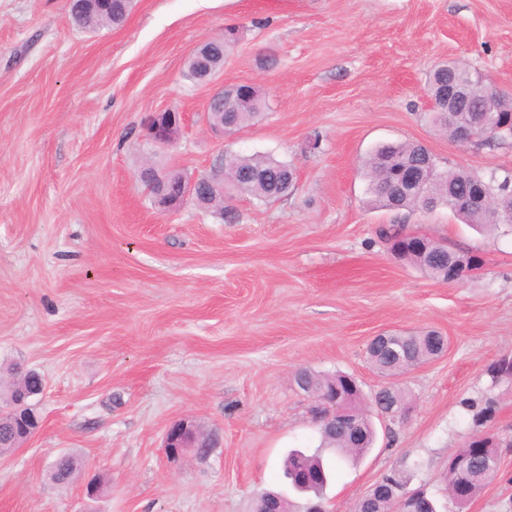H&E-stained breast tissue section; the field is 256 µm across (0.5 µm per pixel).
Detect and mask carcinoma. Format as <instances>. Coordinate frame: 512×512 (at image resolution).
I'll return each mask as SVG.
<instances>
[{
    "label": "carcinoma",
    "instance_id": "cac0c4a2",
    "mask_svg": "<svg viewBox=\"0 0 512 512\" xmlns=\"http://www.w3.org/2000/svg\"><path fill=\"white\" fill-rule=\"evenodd\" d=\"M100 5L97 0H73L72 15L76 24L87 30H97L103 26L119 25L126 18L131 8L130 0H104ZM239 30L232 27L224 36V42L208 47V53L192 54L186 63V78L194 81L201 66L205 65L218 71L224 64L226 54L238 40ZM462 78L472 85L470 98L462 103L461 111L455 113L454 121L460 127L471 125L473 115L485 110L490 114L491 125L497 126L504 114H512V100L489 89L482 82L467 72ZM265 100L259 95L240 96L224 106V122L232 123L241 128L264 115ZM475 142L486 144L490 141L505 143L512 140V126L498 132L472 129ZM429 151L418 143L397 142L376 148L366 162L369 191L375 205L390 209H406L410 211H426L424 202L400 190L396 181V173L405 166H416L427 159ZM292 173V167L286 161L277 160L269 155L234 154V164L224 169H216L212 175L217 181H224L241 192H244L260 203L270 198L277 199L288 196L293 189V182L286 174ZM183 177L179 170H168L161 173V183L142 180L150 193H155L160 184L168 186L178 184ZM477 186L483 188L490 199V204L482 211H476L469 221L489 231L501 227L512 229V175L499 179L492 175L485 178L473 170L463 174L457 168L437 169L435 178L428 186V199L453 210L454 201L471 194ZM403 259L417 267L429 277L448 280V247L436 239L421 237L419 244L409 247ZM435 331L419 334H400L396 337L393 348L395 353L386 351L369 352L368 364L381 376L392 380L388 386L374 396L376 408L385 411L395 405H406V393L394 379L407 373L413 367L434 359L438 356V348L434 339ZM301 378L316 391L336 389V394L348 399L350 408L356 411L357 434L338 429L332 430L329 425L318 423L321 441L312 453L292 450L284 460V474L293 488L300 492L319 494L335 473L333 460L325 457V452L336 456V461L357 460L371 448L375 439V429L369 415L359 407L361 394L355 380L347 374L336 372L322 374L309 369L301 370ZM40 384V374L31 371L8 386L4 400L5 406L0 411V443L21 442L23 438L14 420L9 417V409L16 396L22 390L34 389ZM467 448H482L484 453L475 455L470 468L463 474L448 469V495L454 497L457 484L467 485V498L472 500L497 476L500 464L498 443L489 438H470ZM78 469V460L72 455L59 457L52 466L51 480L56 484L71 481Z\"/></svg>",
    "mask_w": 512,
    "mask_h": 512
}]
</instances>
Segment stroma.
Returning a JSON list of instances; mask_svg holds the SVG:
<instances>
[{"label":"stroma","mask_w":512,"mask_h":512,"mask_svg":"<svg viewBox=\"0 0 512 512\" xmlns=\"http://www.w3.org/2000/svg\"><path fill=\"white\" fill-rule=\"evenodd\" d=\"M70 4L0 0V375L18 364L46 383L40 429L0 455V512H248L268 490L303 512L283 462L318 434L296 371L351 374L369 398L388 381L368 341L428 330L446 352L401 377L407 419L374 417L373 447L343 466L326 506L353 512L401 472L440 512H512V448L464 510L446 492L453 452L512 432V385L487 372L512 353V234L443 207H376L362 169L379 145L414 142L444 169L512 171V143L463 145L424 118L429 74L449 59L512 97V0H134L122 26L94 32ZM228 26L240 38L223 66L186 80L188 58ZM235 84L268 107L222 139L205 105ZM167 109L186 123L161 165L194 177L228 150L269 154L296 169L291 194L260 205L226 187L231 223L155 207L138 179L141 123ZM386 224L481 267L433 279L390 255ZM488 399L492 418L473 423L465 401ZM180 419L218 435L207 458H166ZM63 453L82 469L59 486L49 470Z\"/></svg>","instance_id":"stroma-1"}]
</instances>
